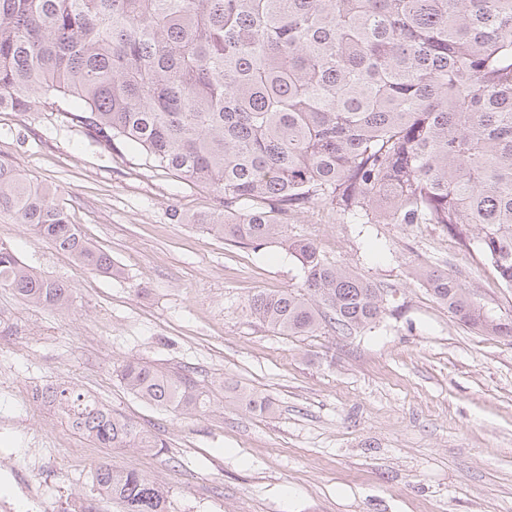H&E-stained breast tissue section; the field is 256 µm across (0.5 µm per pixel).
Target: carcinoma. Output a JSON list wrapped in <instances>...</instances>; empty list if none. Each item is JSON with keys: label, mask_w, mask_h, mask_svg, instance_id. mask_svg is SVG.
Listing matches in <instances>:
<instances>
[{"label": "carcinoma", "mask_w": 512, "mask_h": 512, "mask_svg": "<svg viewBox=\"0 0 512 512\" xmlns=\"http://www.w3.org/2000/svg\"><path fill=\"white\" fill-rule=\"evenodd\" d=\"M48 103L95 140L222 196L224 211L190 218L217 237L273 242L288 215L324 203L378 224H438L512 287V0H0V109ZM2 217L92 272L121 271L57 191L6 162ZM288 249L303 284L250 300L273 332L350 334L382 318L383 289L312 242ZM417 274L471 329L512 335V321L485 315L457 277ZM0 288L36 307L72 303L6 242ZM120 377L179 414L207 404L186 374L128 361ZM49 397L99 448L158 447L73 388ZM94 480L128 512H166L165 489L135 470L104 463Z\"/></svg>", "instance_id": "cac0c4a2"}]
</instances>
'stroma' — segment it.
<instances>
[{
  "mask_svg": "<svg viewBox=\"0 0 512 512\" xmlns=\"http://www.w3.org/2000/svg\"><path fill=\"white\" fill-rule=\"evenodd\" d=\"M0 161L55 188L71 221L122 275L93 273L0 221V241L72 291L69 310L27 305L0 288V498L41 485L45 512L99 500L103 462L169 492L167 512H512V337L461 323L416 278L456 276L487 315L512 320V288L488 261L435 224H359L330 205L289 215V240L388 292L370 330L273 333L253 294L300 287L299 260L279 244L242 245L175 219L223 210L211 189L152 167L141 152L93 140L51 109L0 111ZM138 360L191 376L205 413L183 417L127 392L117 374ZM69 385L158 436L159 448H93L55 405L28 390ZM266 397L253 410L248 394ZM44 464H25L31 434Z\"/></svg>",
  "mask_w": 512,
  "mask_h": 512,
  "instance_id": "stroma-1",
  "label": "stroma"
}]
</instances>
